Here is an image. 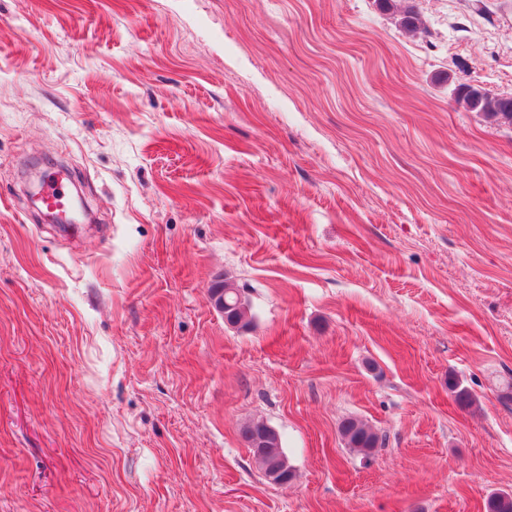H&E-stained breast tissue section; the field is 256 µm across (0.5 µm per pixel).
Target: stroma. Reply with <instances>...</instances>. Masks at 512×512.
Listing matches in <instances>:
<instances>
[{
    "instance_id": "obj_1",
    "label": "stroma",
    "mask_w": 512,
    "mask_h": 512,
    "mask_svg": "<svg viewBox=\"0 0 512 512\" xmlns=\"http://www.w3.org/2000/svg\"><path fill=\"white\" fill-rule=\"evenodd\" d=\"M464 84L512 95V0H0V512L512 494V125ZM56 164L91 222L31 208ZM458 99L470 111L512 124V96L493 95L481 87L469 85L459 88ZM340 434L349 450L362 458H369L381 437L367 424L350 418L342 422ZM275 429L270 426L266 425V427L262 430L260 434H255L249 442L243 441L244 445L248 447L253 455L254 460L259 465L260 469L263 471L264 475L265 472L268 470L271 459H278L282 467H285V470L283 471L284 474H287V480L288 482L292 480L294 473L292 466L288 462V457L286 456L283 448L282 443V437L279 434V442L277 444V448H274L271 452V458L269 454H262V453H256L253 451L252 448H258L263 449L265 446L273 439L275 434ZM251 445V446H250Z\"/></svg>"
}]
</instances>
